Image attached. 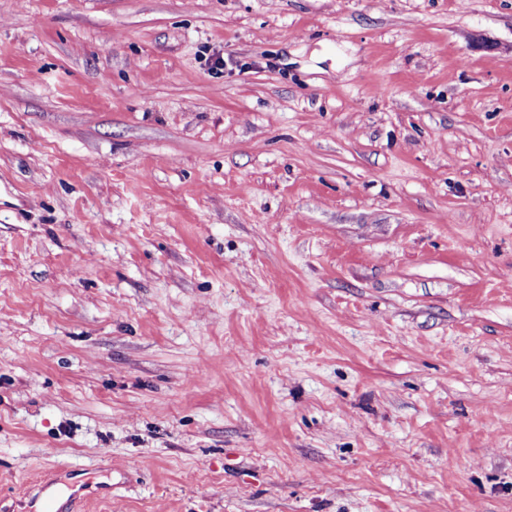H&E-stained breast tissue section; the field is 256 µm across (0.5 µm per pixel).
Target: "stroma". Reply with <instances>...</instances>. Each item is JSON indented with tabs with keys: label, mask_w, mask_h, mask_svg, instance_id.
I'll return each mask as SVG.
<instances>
[{
	"label": "stroma",
	"mask_w": 512,
	"mask_h": 512,
	"mask_svg": "<svg viewBox=\"0 0 512 512\" xmlns=\"http://www.w3.org/2000/svg\"><path fill=\"white\" fill-rule=\"evenodd\" d=\"M512 512V0H0V512Z\"/></svg>",
	"instance_id": "1"
}]
</instances>
